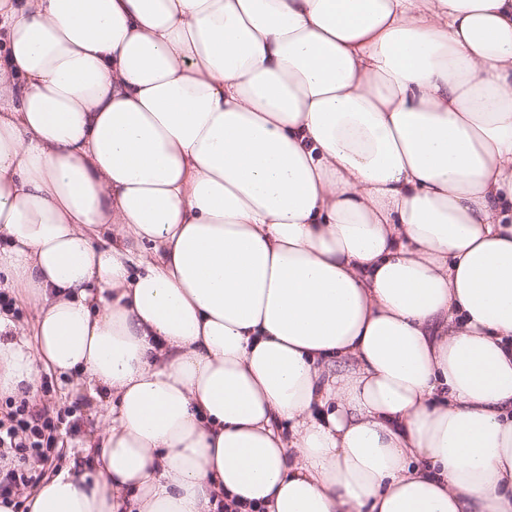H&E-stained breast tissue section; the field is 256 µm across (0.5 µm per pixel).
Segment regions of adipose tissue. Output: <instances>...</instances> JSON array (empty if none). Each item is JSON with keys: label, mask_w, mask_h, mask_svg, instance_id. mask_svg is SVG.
I'll return each mask as SVG.
<instances>
[{"label": "adipose tissue", "mask_w": 512, "mask_h": 512, "mask_svg": "<svg viewBox=\"0 0 512 512\" xmlns=\"http://www.w3.org/2000/svg\"><path fill=\"white\" fill-rule=\"evenodd\" d=\"M0 285L27 512H512V0H0ZM42 382L48 384V393L40 388ZM35 389V396L28 403L23 399L8 413L7 424L2 420L8 411L6 405L14 406L9 398L6 401L3 397L0 399V486L3 491L11 487L19 490L12 497L14 502L20 503L17 510L13 508L16 512L27 511L20 491L30 490L34 486H19L40 479L41 471L48 461L44 447L49 449L55 431L52 462L46 467L44 480L67 469L80 474L92 471L91 468H78V463H82L81 447L97 431L98 417L102 412L98 400L88 393L74 392L72 387L66 388L63 376L51 371H40ZM30 408L50 417L35 413ZM57 415L60 420L56 426L51 417L56 419ZM74 462L76 465L71 467Z\"/></svg>", "instance_id": "adipose-tissue-1"}]
</instances>
